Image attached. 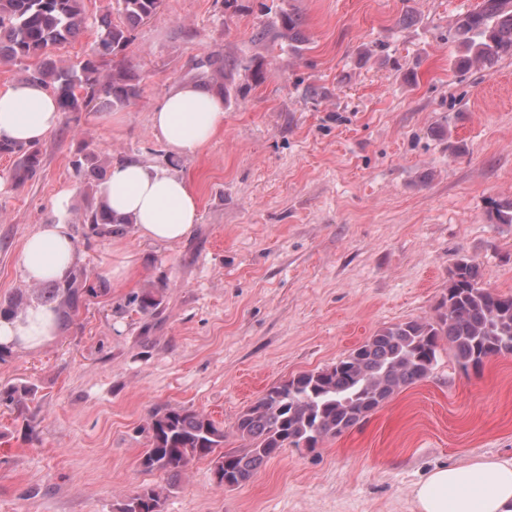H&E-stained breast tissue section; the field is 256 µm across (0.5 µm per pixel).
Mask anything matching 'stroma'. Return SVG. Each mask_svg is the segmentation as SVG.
Listing matches in <instances>:
<instances>
[{"label":"stroma","mask_w":512,"mask_h":512,"mask_svg":"<svg viewBox=\"0 0 512 512\" xmlns=\"http://www.w3.org/2000/svg\"><path fill=\"white\" fill-rule=\"evenodd\" d=\"M477 3L163 0L131 32L136 99L62 114L24 183L0 154V300L27 288L20 252L42 224L67 226L92 281L117 256L133 267L68 329L0 363V388L32 391L26 417L0 403V512H116L147 484L167 487L164 512H418L412 490L432 469L512 459V355L466 371L444 344L427 378L241 486H216L206 459L174 482L138 465L149 413L167 404L241 447L236 419L271 385L436 316L460 256L512 294V225L488 216L512 201V56L462 70L449 37ZM287 14L303 20L296 50L280 35ZM214 55L224 128L172 155L151 114ZM87 159L184 178L200 208L191 236L89 235L75 221L100 200V180L75 168ZM151 286L163 304L147 317L128 300Z\"/></svg>","instance_id":"stroma-1"}]
</instances>
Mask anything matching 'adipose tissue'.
I'll use <instances>...</instances> for the list:
<instances>
[{
	"label": "adipose tissue",
	"mask_w": 512,
	"mask_h": 512,
	"mask_svg": "<svg viewBox=\"0 0 512 512\" xmlns=\"http://www.w3.org/2000/svg\"><path fill=\"white\" fill-rule=\"evenodd\" d=\"M60 121L54 96L42 86L16 83L0 91V137L18 144L43 140ZM151 124L177 155L199 152L224 128V98L214 90L181 84L151 114ZM102 196L116 219H131L138 236L160 244L185 240L199 222L189 184L159 165L115 164ZM78 259L65 225H41L25 240L20 263L28 281L64 280ZM58 316L36 304L0 319V342L33 349L56 336ZM419 512H512V460L482 459L433 469L414 490Z\"/></svg>",
	"instance_id": "adipose-tissue-1"
}]
</instances>
